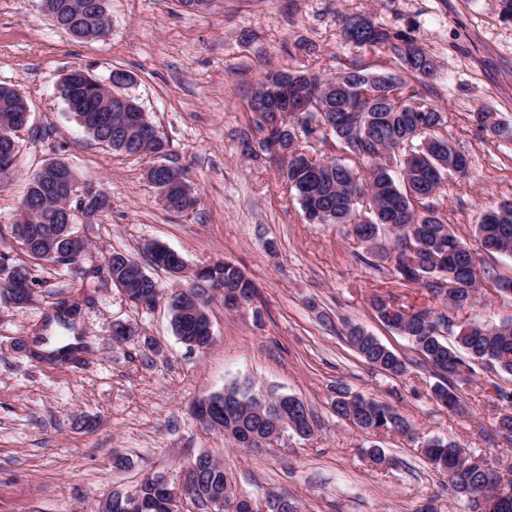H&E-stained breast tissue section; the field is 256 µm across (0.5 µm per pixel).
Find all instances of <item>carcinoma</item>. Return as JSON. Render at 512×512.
<instances>
[{"label":"carcinoma","instance_id":"cac0c4a2","mask_svg":"<svg viewBox=\"0 0 512 512\" xmlns=\"http://www.w3.org/2000/svg\"><path fill=\"white\" fill-rule=\"evenodd\" d=\"M357 16L342 18L341 34L345 41L357 48L371 49L387 46L401 67L410 75L432 78L437 75L433 58L416 41L400 31L392 33L381 26L370 29L350 28ZM61 30L77 39L100 37L107 30L88 22H63ZM296 80L302 90L329 87L344 82L346 95L312 94L306 99L307 110L298 116L287 112L276 117L271 112L261 113L266 123H278L280 136L291 150H297L298 133L306 136L316 133L334 134L348 157L365 165L361 171L341 159L312 161L305 155L288 160L286 178L294 190L306 220L321 224H347L354 240L368 252L382 246L386 234L395 236L393 250L389 252L393 270L405 282L423 287L444 307L463 310L474 305L480 269L476 255L462 245L450 225L446 224L438 207L433 203L444 180L450 174H462L468 167L467 158L454 150L439 134L445 124L444 112L436 105L421 100L422 93L402 77L389 86L378 84L376 74L353 68L325 79L320 74L268 71L261 82H270L282 76ZM67 90L80 103L81 111L73 113L85 132L96 142L115 151L133 155L138 151L151 153L161 159L167 155V140L162 137L141 106L125 97L127 107L142 115L138 141H133L117 112L109 111V89H123L134 82L132 74L115 70L109 77L112 85L103 83L93 75L88 78L64 77ZM27 107L22 92L15 86L0 84V161L12 160L20 148L16 132V119ZM400 154L397 159L401 179L397 180L389 165L382 162L384 154ZM160 178L177 192L189 191L193 198L198 192L187 184L184 173L168 167ZM25 199L39 204L33 223L15 224L12 232L23 246L27 260L14 263L0 261V275L5 276V290L10 300L21 303L19 283L32 280L31 262H47L55 266L70 264L64 212L68 191L55 189L32 175L28 180ZM481 247L489 254L512 257V202L483 215L477 225ZM150 265L170 272L173 261L161 248H146ZM142 264L123 253L112 252L106 260L110 280L122 279L139 270ZM217 273L224 275L225 295H239L252 301L256 288L236 265L225 262ZM372 308L377 317L389 328L406 336L437 371L440 381L433 388L439 404L454 413L467 409L462 394L453 385L470 368V362H481L512 375V322L496 326L471 323L460 327L451 345L439 327H452L451 318L434 308L402 311V305L393 304L391 298L376 295ZM183 313L173 315V331L185 344L199 341L205 335L201 319L194 316L191 304L182 307ZM77 306L64 301L56 303L55 321L67 330L75 329ZM347 342L369 364L400 377L408 370L405 359L382 344L376 337L357 327L345 329ZM81 346L64 344L45 357L55 361L77 360ZM490 398L505 410L493 426L494 433L503 440L512 441V389L496 382L490 383ZM262 405L260 398L249 390L229 388L224 391L218 417L224 420V430L245 440H257L276 431L274 417L265 419L256 414ZM336 415L353 424L366 434L392 431L408 433L411 425L390 405L375 399L357 397L347 400L340 392L332 401ZM287 428L307 439L313 435L311 418L305 409H288ZM422 452L437 471L448 476L454 492L466 498L472 512H512V493L506 498L497 496L499 489L512 490V478L503 474L475 455H466L452 442L433 439ZM196 469L190 473L194 494L190 496L198 507L206 505L200 491L209 487H222L229 499L231 478L217 461L207 463L195 458ZM141 492L147 504L146 512H167L158 503L157 488L145 481ZM266 510H252L248 505L237 512H298L297 503L288 497L273 495L265 502Z\"/></svg>","mask_w":512,"mask_h":512}]
</instances>
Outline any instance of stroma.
<instances>
[{
    "mask_svg": "<svg viewBox=\"0 0 512 512\" xmlns=\"http://www.w3.org/2000/svg\"><path fill=\"white\" fill-rule=\"evenodd\" d=\"M108 12L107 35L76 39L52 25L40 0H0V84L18 86L31 112L13 168L0 173V257L23 256L12 224L29 176L46 161H66L78 183L112 198L109 211L76 217L74 230L89 243L79 263L35 266L25 307L0 290V512H100L113 493L134 492L147 477L178 483L202 453L260 507L284 494L301 512H470L420 445L450 440L512 469V445L490 437L501 407L486 396L491 382L512 389V376L473 363L455 383L467 412L439 405L434 368L371 306L373 296L393 295L422 308L426 291L398 279L392 261L366 253L345 226L305 222L284 163L247 155L262 137L248 101L270 69L399 73L389 48L344 43L340 15L367 13L389 31L410 30L437 66L419 89L443 109L444 137L469 160L465 174L444 181L439 213L478 249L482 215L512 201V20L502 18L500 0H219L206 13L178 0H108ZM74 68L103 80L115 70L134 74L128 92L168 139L167 164L199 188L195 209L163 206L145 177L153 156H127L84 132L57 93ZM480 112L505 134L483 129ZM152 242L192 267L234 263L254 282L258 295L240 311L214 299L208 347L188 348L174 335L167 295L175 283L164 271L151 272L162 295L149 309L108 279L112 252L142 262ZM61 300L79 306L77 333L88 347L80 365L31 355L42 337L60 335L52 314ZM453 320L510 321L512 298L489 294ZM116 321L133 324L138 337L113 343ZM349 326L404 357L405 375L361 358L343 336ZM234 385L267 401L301 400L313 436L288 432L252 452L202 426L192 401ZM341 389L392 405L410 433L374 437L338 418L331 401ZM375 447L385 466L370 459ZM117 457L128 458L124 471L113 470Z\"/></svg>",
    "mask_w": 512,
    "mask_h": 512,
    "instance_id": "obj_1",
    "label": "stroma"
}]
</instances>
